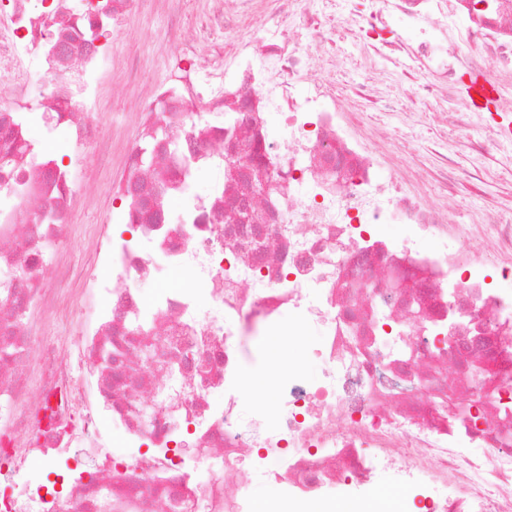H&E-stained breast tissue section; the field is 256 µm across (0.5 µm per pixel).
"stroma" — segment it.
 <instances>
[{
  "label": "stroma",
  "instance_id": "35a3bbf8",
  "mask_svg": "<svg viewBox=\"0 0 512 512\" xmlns=\"http://www.w3.org/2000/svg\"><path fill=\"white\" fill-rule=\"evenodd\" d=\"M173 23L168 6H155L151 12L135 20L132 30L116 41L108 55L99 89L87 103L86 110L101 118L103 133L110 139L109 149L103 150L93 145L79 149L66 144L57 147L64 166L77 172L82 201L73 209L71 224L67 229L69 248L64 261L73 273L70 289L51 314L52 328L48 329L46 336L34 340V349H41L48 340L67 342L75 332L89 329L99 309V297L92 283L104 273L103 267L92 259L96 242L104 234L126 239L133 234L128 225L112 223L105 226L100 219L111 204L107 193L108 183L124 172L125 139L134 134L138 124V95L142 88L160 83L166 75V55L161 52L160 46L167 39ZM345 51L347 60L344 68L326 80L329 93L341 104L348 97L349 83L377 75L372 61L360 46L349 44ZM132 64L138 67L141 75L140 84L136 87L123 82L126 69ZM390 91L393 100L390 109L375 111L367 121L352 128L357 138L367 141L376 139L382 130H403L404 137L399 143L385 141L381 144L379 162L385 172L402 168L410 191L437 197L433 172L440 160L426 150L427 144L434 139L447 140L448 160L455 165L457 173L471 172L478 167L480 158L471 149L475 133L468 124L456 123L444 127L426 120L414 125L406 124L404 112L409 102L398 85H391ZM482 190L479 196L456 192L448 205L449 223H471L473 218L481 214L488 199L511 196L512 178L505 176L489 182L483 185Z\"/></svg>",
  "mask_w": 512,
  "mask_h": 512
}]
</instances>
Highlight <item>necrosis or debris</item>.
<instances>
[{
	"label": "necrosis or debris",
	"mask_w": 512,
	"mask_h": 512,
	"mask_svg": "<svg viewBox=\"0 0 512 512\" xmlns=\"http://www.w3.org/2000/svg\"><path fill=\"white\" fill-rule=\"evenodd\" d=\"M158 0H0V512H252L251 488H274L283 512L362 502L391 472L401 512H512V198L491 201L489 230L446 224L429 201L383 178L378 145L353 139L312 66L336 70L354 40L409 79L408 99L448 98L486 73L512 111V0H211L190 36L173 35L166 82L140 103L124 175L110 182L113 222L132 239L98 241L106 273L92 338L120 434L80 409L55 346L28 347L71 277L62 231L78 200L49 158L60 139L97 142L82 118L112 45ZM43 82L31 88L33 74ZM275 113L277 126L266 123ZM486 162L463 187L480 193L512 168V133L473 115ZM156 148L143 167L142 141ZM213 179L200 189L196 175ZM156 218L135 219L142 197ZM400 227L397 237L380 233ZM178 271L202 282L150 288ZM316 341H306L309 329ZM303 340L320 365L269 368L275 396L247 398L250 336ZM152 351L156 364L142 360ZM72 457L60 491L16 481L34 458Z\"/></svg>",
	"instance_id": "necrosis-or-debris-1"
}]
</instances>
